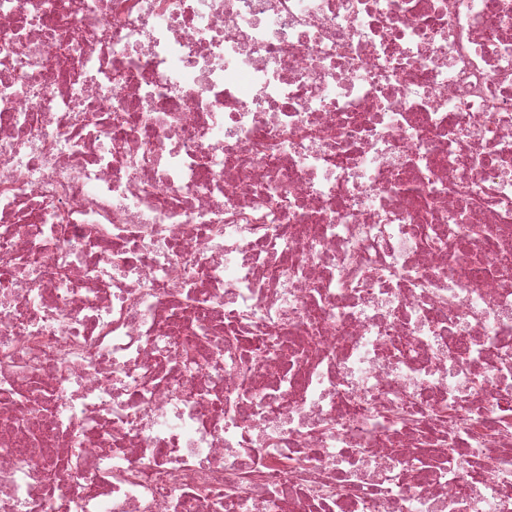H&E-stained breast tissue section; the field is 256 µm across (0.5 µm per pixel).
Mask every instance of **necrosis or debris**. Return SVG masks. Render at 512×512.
<instances>
[{
  "instance_id": "obj_1",
  "label": "necrosis or debris",
  "mask_w": 512,
  "mask_h": 512,
  "mask_svg": "<svg viewBox=\"0 0 512 512\" xmlns=\"http://www.w3.org/2000/svg\"><path fill=\"white\" fill-rule=\"evenodd\" d=\"M0 512H512V0H0Z\"/></svg>"
}]
</instances>
